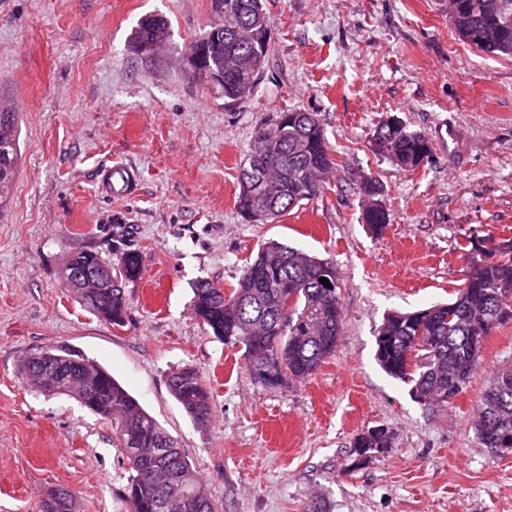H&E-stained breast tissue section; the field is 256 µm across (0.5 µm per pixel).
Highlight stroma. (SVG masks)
<instances>
[{"instance_id": "stroma-1", "label": "stroma", "mask_w": 512, "mask_h": 512, "mask_svg": "<svg viewBox=\"0 0 512 512\" xmlns=\"http://www.w3.org/2000/svg\"><path fill=\"white\" fill-rule=\"evenodd\" d=\"M271 47L249 98L229 108L188 47L210 0H0V94L22 117L21 164L0 215V512H41L49 489L76 512H129L128 465L112 426L77 400L33 389L20 365L68 345L108 369L178 443L221 512H512V456L476 439L477 401L512 361V321L485 340L481 368L445 407H427L375 354L391 311L446 302L464 282L467 236L512 239V57L461 42L448 0H263ZM166 20L158 54L131 48L138 21ZM316 113L335 168L320 197L276 222L238 211L256 130L277 113ZM424 133L427 163L406 171L372 151L389 118ZM133 170L103 194L104 170ZM383 187L391 222H362L359 185ZM143 270L127 282L123 326L67 291L76 250L111 262L125 231ZM328 260L343 331L315 375L271 388L242 347L192 307L200 279L231 289L268 241ZM195 368L212 396L192 421L168 377ZM385 429L391 448L360 455ZM390 443L387 431L376 428L359 436L356 441V448H359L360 455L368 454L373 452L371 448H389Z\"/></svg>"}]
</instances>
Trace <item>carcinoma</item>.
I'll use <instances>...</instances> for the list:
<instances>
[{
    "mask_svg": "<svg viewBox=\"0 0 512 512\" xmlns=\"http://www.w3.org/2000/svg\"><path fill=\"white\" fill-rule=\"evenodd\" d=\"M224 30L206 45L212 66L224 69V86L218 94L224 104L237 106L247 93L241 87L238 64L249 44L238 40L240 31L253 23L256 0H223ZM512 0H449L448 20L460 40L473 43L488 54L512 55ZM158 33L169 35L167 22L153 16L141 19L133 43ZM270 134V155L279 178L266 196L249 175L251 159H245L236 206L269 208L281 217L303 201L319 196L323 181L310 180L334 168L324 130L312 112L293 113L284 123L275 117L264 127ZM19 112L12 102L0 97V214L10 196L19 162ZM426 135L405 126L383 124L374 134L373 148L397 165L414 171L416 158L425 146ZM376 234L389 224L387 209L362 213ZM68 264H106L112 267L111 293L101 294L81 286L78 279L65 285L79 302L98 319L114 326L124 324L128 310L124 284L142 271L141 253L128 243L120 262L112 265L99 252L82 250ZM324 261L294 247L269 242L248 263L230 292L208 280L194 288L193 311L213 335L226 343L244 346L245 366L258 382L284 386L291 379L308 378L336 353L342 332L343 312L339 302L336 270L324 272ZM334 283L328 288L320 278ZM293 303V320L282 317L286 301ZM512 319V241H500L487 255L473 278L465 281L454 300L411 313L392 312L378 330L384 352H376L380 368L391 378L412 385L411 391L423 404L445 406L456 397L480 365L484 341L498 325ZM56 360L73 365L78 377H50L41 359L26 358L23 373L33 388L49 394L69 396L112 423L129 467L125 496L132 512H218L200 486L197 471L174 440L145 411L112 374L76 351L50 348ZM171 395L195 422L212 417L211 393L199 373L183 367L168 378ZM479 443L487 450L512 443V364L489 377L477 402ZM359 453L390 447L385 430L372 429L357 438ZM43 512H72L74 494L66 488L49 491Z\"/></svg>",
    "mask_w": 512,
    "mask_h": 512,
    "instance_id": "obj_1",
    "label": "carcinoma"
}]
</instances>
